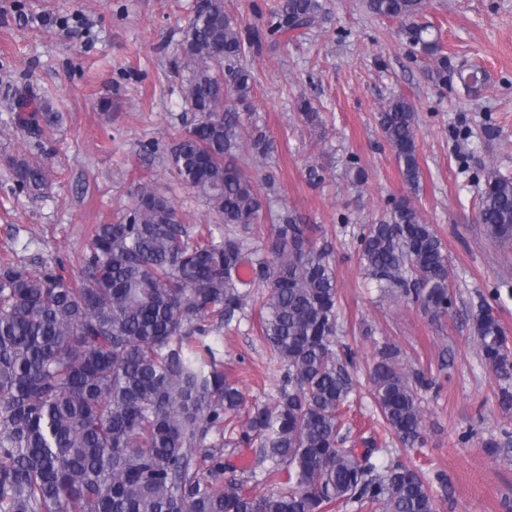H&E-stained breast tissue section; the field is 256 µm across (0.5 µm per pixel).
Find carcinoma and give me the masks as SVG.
Returning <instances> with one entry per match:
<instances>
[{
    "instance_id": "1",
    "label": "carcinoma",
    "mask_w": 512,
    "mask_h": 512,
    "mask_svg": "<svg viewBox=\"0 0 512 512\" xmlns=\"http://www.w3.org/2000/svg\"><path fill=\"white\" fill-rule=\"evenodd\" d=\"M378 17L408 22L409 42L448 81V58L419 23L425 0H363ZM319 0H283L267 36H297ZM241 26L224 0H195L181 48L184 102L197 120L170 153V170L205 197L218 224L192 230L172 201L145 183L130 212L95 224L81 276L64 267L33 274L0 266V512H332L356 503L372 512H439L433 483L397 457L380 466L369 440L350 441L342 412L354 392L352 353L336 349L338 292L331 245L288 210L265 246L248 233L267 201L237 164L245 127L227 107L252 90L242 66ZM60 113L38 100L18 124L45 135ZM404 181L419 187L417 112L403 96L378 116ZM253 154L269 155L259 129ZM20 186L40 192L50 171L10 158ZM486 235L512 240V178L486 172L478 202ZM365 275L383 292L419 304L437 321L453 306L448 257L433 225L409 200L357 235ZM266 288L259 331L282 371L272 405H254L237 442L254 450L263 489L245 491L224 473V430L243 406L237 382L205 342L228 326L249 288ZM485 366L512 379L509 337L489 305L474 316ZM383 426L406 448L424 444L418 389L385 343L370 374Z\"/></svg>"
}]
</instances>
